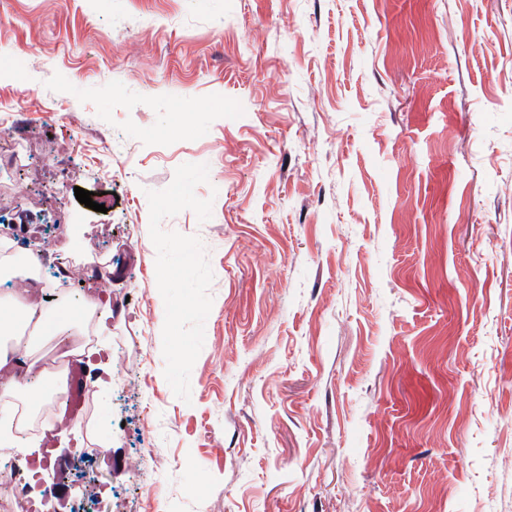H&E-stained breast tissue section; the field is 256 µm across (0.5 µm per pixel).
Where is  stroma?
<instances>
[{"mask_svg":"<svg viewBox=\"0 0 512 512\" xmlns=\"http://www.w3.org/2000/svg\"><path fill=\"white\" fill-rule=\"evenodd\" d=\"M0 124L123 305L31 512H512V0H0Z\"/></svg>","mask_w":512,"mask_h":512,"instance_id":"stroma-1","label":"stroma"}]
</instances>
